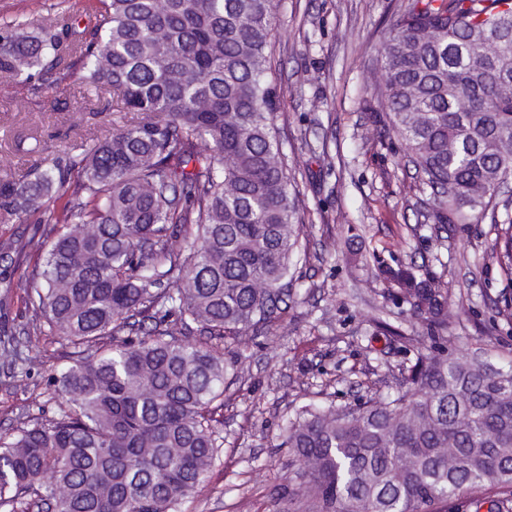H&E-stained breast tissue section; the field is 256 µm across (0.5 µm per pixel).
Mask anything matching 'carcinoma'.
Segmentation results:
<instances>
[{
    "instance_id": "1",
    "label": "carcinoma",
    "mask_w": 512,
    "mask_h": 512,
    "mask_svg": "<svg viewBox=\"0 0 512 512\" xmlns=\"http://www.w3.org/2000/svg\"><path fill=\"white\" fill-rule=\"evenodd\" d=\"M99 19L35 34L0 20V82L44 78L110 90L112 134L0 181V209L37 215L52 240L26 301L51 334L82 352L54 371L58 417L0 434V506L27 512H178L223 442L208 407L224 394L223 357L183 340L197 325L237 338L286 311L300 200L276 136L268 48L276 0H98ZM381 111L431 189L436 219L497 223L496 190L512 178V0H408L384 33ZM69 196L66 203L55 202ZM190 224L184 246L171 240ZM512 275V224L496 238ZM398 299L425 316L432 345L382 322L415 356L386 396L297 409L283 427L308 512H458L466 490L489 512L512 504V366L450 356L435 343L461 309L448 289L377 260ZM15 269H0V306ZM153 326L133 339L134 319ZM0 359L28 376L45 356Z\"/></svg>"
}]
</instances>
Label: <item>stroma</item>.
Returning <instances> with one entry per match:
<instances>
[{"label":"stroma","instance_id":"1","mask_svg":"<svg viewBox=\"0 0 512 512\" xmlns=\"http://www.w3.org/2000/svg\"><path fill=\"white\" fill-rule=\"evenodd\" d=\"M407 0H280L271 66L279 93L276 125L286 152L308 162L297 171L302 208L301 262L288 312L271 326L220 345L227 372L224 404L212 411L224 439L206 482L181 512H298L303 501L281 428L307 402L343 406L387 393L414 355L374 335L384 319L405 334L428 326L376 278L374 255L436 277L462 308L442 348L460 356L490 352L512 365V277L491 256L512 206L494 224H442L430 214V190L406 159V147L370 110L382 80L385 30ZM95 23L97 0H0V18L32 29L57 13ZM111 92L64 83L42 96L0 83V179L21 181L73 144L92 145L112 131ZM10 318L20 344L45 349L62 367L74 348L39 322L16 289ZM47 369L26 378L0 362V433L36 416L57 415Z\"/></svg>","mask_w":512,"mask_h":512}]
</instances>
